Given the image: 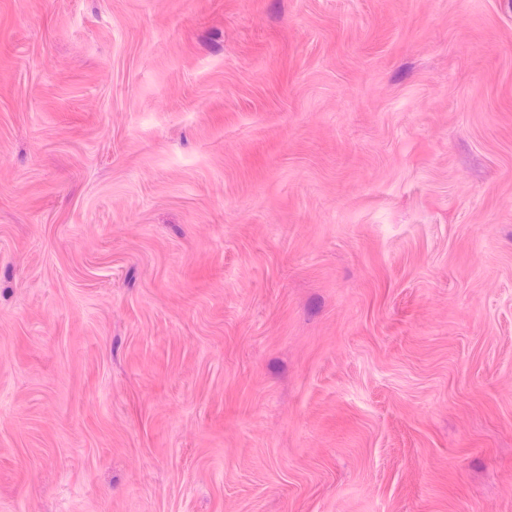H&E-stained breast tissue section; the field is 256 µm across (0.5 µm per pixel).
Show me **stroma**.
I'll return each mask as SVG.
<instances>
[{
    "label": "stroma",
    "mask_w": 512,
    "mask_h": 512,
    "mask_svg": "<svg viewBox=\"0 0 512 512\" xmlns=\"http://www.w3.org/2000/svg\"><path fill=\"white\" fill-rule=\"evenodd\" d=\"M0 512H512V0H0Z\"/></svg>",
    "instance_id": "obj_1"
}]
</instances>
